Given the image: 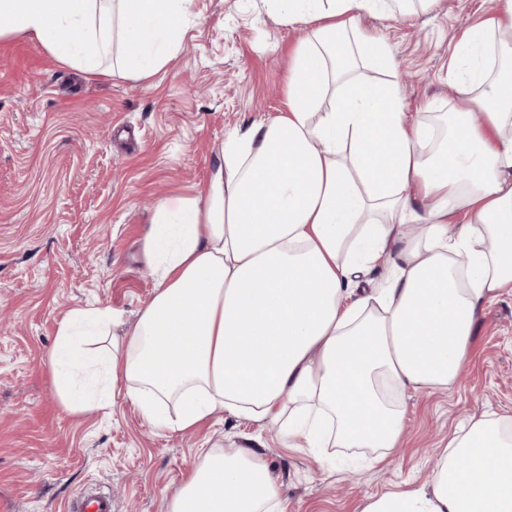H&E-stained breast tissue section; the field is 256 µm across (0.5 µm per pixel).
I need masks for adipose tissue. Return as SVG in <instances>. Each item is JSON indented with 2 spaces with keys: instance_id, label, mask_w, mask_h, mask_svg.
<instances>
[{
  "instance_id": "adipose-tissue-1",
  "label": "adipose tissue",
  "mask_w": 512,
  "mask_h": 512,
  "mask_svg": "<svg viewBox=\"0 0 512 512\" xmlns=\"http://www.w3.org/2000/svg\"><path fill=\"white\" fill-rule=\"evenodd\" d=\"M268 2L307 27L283 114L227 133L204 194L157 207L144 243L154 293L125 334H111V309H73L48 362L74 413L120 394L159 431L222 410L290 448L386 451L403 393L455 385L484 305L512 293V0L465 35L440 144L378 79L394 57L360 25L394 17L396 0ZM191 3L0 0V36L144 78L179 52ZM386 262L382 287L358 292ZM279 497L261 456L213 451L168 512H274ZM363 512H512V417L471 418L429 485Z\"/></svg>"
}]
</instances>
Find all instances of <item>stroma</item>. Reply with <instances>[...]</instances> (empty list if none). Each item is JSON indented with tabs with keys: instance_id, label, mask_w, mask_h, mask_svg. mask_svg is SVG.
Masks as SVG:
<instances>
[{
	"instance_id": "obj_1",
	"label": "stroma",
	"mask_w": 512,
	"mask_h": 512,
	"mask_svg": "<svg viewBox=\"0 0 512 512\" xmlns=\"http://www.w3.org/2000/svg\"><path fill=\"white\" fill-rule=\"evenodd\" d=\"M486 0H439L408 17L364 18L390 45L405 112L453 111L448 66ZM300 25L265 0H194L182 48L157 73L88 75L34 37L0 39V512H65L84 492L112 512H166L211 450L261 455L282 512H361L427 482L449 433L484 413L512 416V294L484 307L466 372L451 389L407 391L406 431L386 459L288 448L275 429L215 413L158 431L137 405L84 414L56 397L47 364L61 320L108 307L123 333L151 299L144 239L158 202L200 195L227 132L283 112Z\"/></svg>"
}]
</instances>
